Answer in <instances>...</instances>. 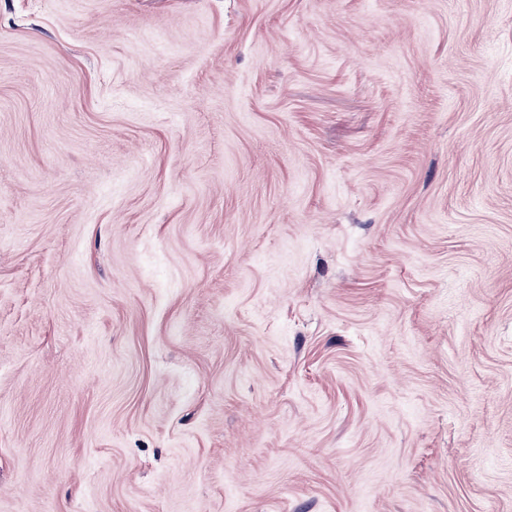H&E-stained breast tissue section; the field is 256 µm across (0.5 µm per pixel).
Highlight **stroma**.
Listing matches in <instances>:
<instances>
[{
    "label": "stroma",
    "mask_w": 512,
    "mask_h": 512,
    "mask_svg": "<svg viewBox=\"0 0 512 512\" xmlns=\"http://www.w3.org/2000/svg\"><path fill=\"white\" fill-rule=\"evenodd\" d=\"M0 512H512V0H0Z\"/></svg>",
    "instance_id": "35a3bbf8"
}]
</instances>
